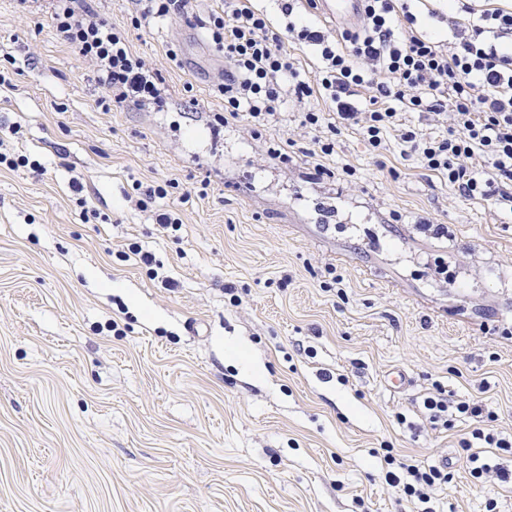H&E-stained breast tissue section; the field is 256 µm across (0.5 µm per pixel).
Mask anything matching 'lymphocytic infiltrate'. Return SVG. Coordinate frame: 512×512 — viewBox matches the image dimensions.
Instances as JSON below:
<instances>
[{
    "mask_svg": "<svg viewBox=\"0 0 512 512\" xmlns=\"http://www.w3.org/2000/svg\"><path fill=\"white\" fill-rule=\"evenodd\" d=\"M412 2L364 0L359 25L334 35L300 14L299 0H281L286 24L280 32L252 0H224L222 11L204 16L192 0H144L133 23L147 29L157 19L176 16L204 29L224 58L216 89L227 117L246 118L257 128L283 125L286 104L301 108L317 95L325 111L301 109L298 115L315 156H332L337 136L346 130L358 132L376 155L394 134L402 156L447 178L460 197L512 212V12L489 7L473 22L449 18L453 35L446 41L419 30ZM49 9L58 35L111 89L113 103L140 106L157 95L152 70L132 53L121 31L90 11H77L73 0H50ZM289 40L319 53L317 82L302 74L285 48ZM407 111L446 115L448 130L433 136L405 126ZM421 410L435 427L447 426L453 417L473 421L462 445L474 478L495 472L490 449L512 447V438L483 428L489 411L480 400L430 394ZM388 463L386 482L420 501L448 480L443 467L393 457Z\"/></svg>",
    "mask_w": 512,
    "mask_h": 512,
    "instance_id": "lymphocytic-infiltrate-1",
    "label": "lymphocytic infiltrate"
}]
</instances>
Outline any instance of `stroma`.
<instances>
[{"label": "stroma", "instance_id": "1", "mask_svg": "<svg viewBox=\"0 0 512 512\" xmlns=\"http://www.w3.org/2000/svg\"><path fill=\"white\" fill-rule=\"evenodd\" d=\"M93 7L158 100L104 109L46 8L0 0V143L41 165L0 167V512H512V484L469 474L472 421L419 409L477 398L512 436V215L352 132L319 161L287 128L214 122L202 29ZM389 450L447 484L410 500Z\"/></svg>", "mask_w": 512, "mask_h": 512}]
</instances>
